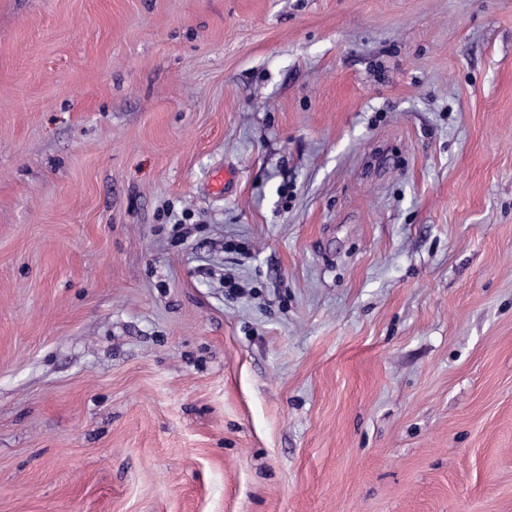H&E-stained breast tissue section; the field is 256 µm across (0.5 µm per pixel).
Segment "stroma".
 Returning <instances> with one entry per match:
<instances>
[{"instance_id": "35a3bbf8", "label": "stroma", "mask_w": 512, "mask_h": 512, "mask_svg": "<svg viewBox=\"0 0 512 512\" xmlns=\"http://www.w3.org/2000/svg\"><path fill=\"white\" fill-rule=\"evenodd\" d=\"M0 512H512V0H0Z\"/></svg>"}]
</instances>
